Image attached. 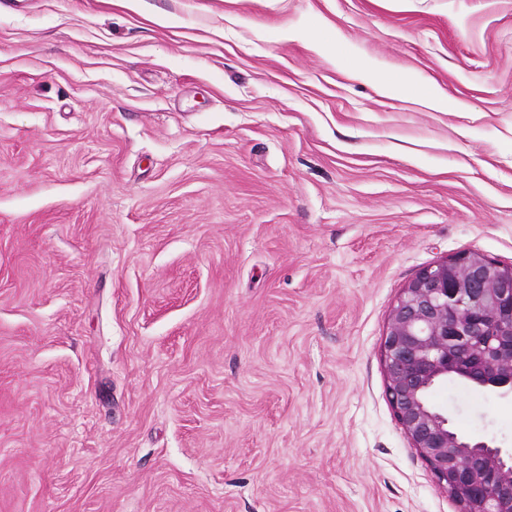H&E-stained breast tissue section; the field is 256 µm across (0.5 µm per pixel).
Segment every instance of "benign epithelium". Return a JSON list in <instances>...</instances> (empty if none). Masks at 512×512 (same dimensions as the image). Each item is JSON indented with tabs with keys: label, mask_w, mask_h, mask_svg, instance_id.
I'll return each mask as SVG.
<instances>
[{
	"label": "benign epithelium",
	"mask_w": 512,
	"mask_h": 512,
	"mask_svg": "<svg viewBox=\"0 0 512 512\" xmlns=\"http://www.w3.org/2000/svg\"><path fill=\"white\" fill-rule=\"evenodd\" d=\"M381 357L396 419L460 512H512V454L456 432L431 402L460 379L512 397V265L464 252L422 268L388 316Z\"/></svg>",
	"instance_id": "1"
}]
</instances>
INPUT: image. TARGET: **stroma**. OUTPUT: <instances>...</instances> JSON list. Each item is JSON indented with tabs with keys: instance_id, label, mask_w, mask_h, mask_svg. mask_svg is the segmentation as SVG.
Returning <instances> with one entry per match:
<instances>
[{
	"instance_id": "35a3bbf8",
	"label": "stroma",
	"mask_w": 512,
	"mask_h": 512,
	"mask_svg": "<svg viewBox=\"0 0 512 512\" xmlns=\"http://www.w3.org/2000/svg\"><path fill=\"white\" fill-rule=\"evenodd\" d=\"M469 251L512 264V0L0 5V512H459L381 341Z\"/></svg>"
}]
</instances>
